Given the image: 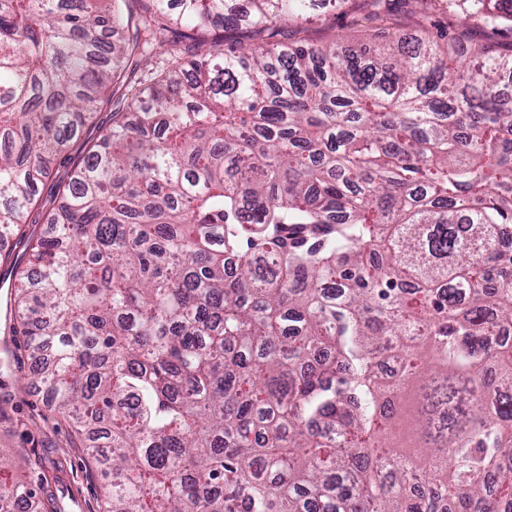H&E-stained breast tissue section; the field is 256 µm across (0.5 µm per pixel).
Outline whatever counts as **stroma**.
<instances>
[{"mask_svg": "<svg viewBox=\"0 0 512 512\" xmlns=\"http://www.w3.org/2000/svg\"><path fill=\"white\" fill-rule=\"evenodd\" d=\"M360 0H349L336 10H320L304 30L288 26L283 34L289 41L306 38L313 43L330 42L335 34L356 35L349 15ZM36 363L22 339L12 343L9 370L0 371V482L31 484L35 466L52 469L65 462L67 476L82 489L88 512H104L102 483L86 449L73 447L69 423L53 415L28 381Z\"/></svg>", "mask_w": 512, "mask_h": 512, "instance_id": "stroma-1", "label": "stroma"}]
</instances>
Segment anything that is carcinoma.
I'll list each match as a JSON object with an SVG mask.
<instances>
[{
  "mask_svg": "<svg viewBox=\"0 0 512 512\" xmlns=\"http://www.w3.org/2000/svg\"><path fill=\"white\" fill-rule=\"evenodd\" d=\"M99 2L0 0V236L107 512H512V43L451 54L512 0L340 49L276 40L338 0ZM111 121V106L104 104V106L97 112L93 122L84 130L81 139L73 144L65 157L58 159L56 163V178H50L39 186L38 195H40L41 198L49 199L56 195L58 179L66 175L71 168L82 162L84 156L83 143L85 141L96 140L101 131L110 126ZM0 246V278L1 275H4L6 272L10 271L11 268L9 264L5 265L1 260L5 255L9 254V256L14 259L13 262L18 258V262L20 261V270L29 267V265L26 264V257L23 256L25 253L24 247L22 244H19L16 238H1Z\"/></svg>",
  "mask_w": 512,
  "mask_h": 512,
  "instance_id": "1",
  "label": "carcinoma"
}]
</instances>
